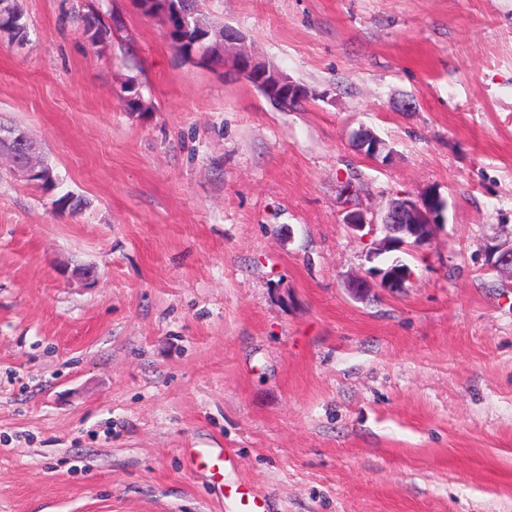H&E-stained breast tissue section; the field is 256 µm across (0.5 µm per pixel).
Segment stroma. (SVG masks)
Here are the masks:
<instances>
[{"instance_id": "35a3bbf8", "label": "stroma", "mask_w": 512, "mask_h": 512, "mask_svg": "<svg viewBox=\"0 0 512 512\" xmlns=\"http://www.w3.org/2000/svg\"><path fill=\"white\" fill-rule=\"evenodd\" d=\"M20 3L0 121L60 187L0 159V512H220L243 481L266 512H512V279L485 259L512 234V0H201L310 91L285 112L138 0ZM430 191L411 280L353 298L348 211ZM355 150L368 158H377L386 150V144L371 130L357 131ZM234 457L227 448L219 451L210 449L194 450L189 458V463L196 468L212 471L213 477H224L226 470L233 465Z\"/></svg>"}]
</instances>
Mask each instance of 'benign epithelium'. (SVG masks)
I'll return each instance as SVG.
<instances>
[{"label":"benign epithelium","mask_w":512,"mask_h":512,"mask_svg":"<svg viewBox=\"0 0 512 512\" xmlns=\"http://www.w3.org/2000/svg\"><path fill=\"white\" fill-rule=\"evenodd\" d=\"M232 70L242 78H247L263 86L277 98L288 95V101L305 97L306 92L293 84L286 75L271 70L253 60L245 52H237L231 58ZM355 150L368 158H376L386 150V144L371 130L357 131ZM445 200L429 192L417 199L403 195L391 200L381 219L380 226L384 237L374 244L369 256L378 257L384 253L408 246L422 248L433 239L438 225L444 223ZM486 259L490 267L512 279V238L494 239L486 248ZM411 272L403 273L399 268H373L365 275L348 279L346 287L358 299H364L374 288L387 292H398L405 288Z\"/></svg>","instance_id":"benign-epithelium-1"}]
</instances>
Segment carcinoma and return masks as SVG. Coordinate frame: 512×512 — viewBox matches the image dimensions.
Returning a JSON list of instances; mask_svg holds the SVG:
<instances>
[{
	"mask_svg": "<svg viewBox=\"0 0 512 512\" xmlns=\"http://www.w3.org/2000/svg\"><path fill=\"white\" fill-rule=\"evenodd\" d=\"M148 14L160 15L170 40L187 58L198 53L212 64L224 59V29L212 30L200 18L198 0H144ZM0 34L11 43L24 42L28 36V21L18 0H0ZM109 28L97 16L83 17V33L91 43H98L108 34Z\"/></svg>",
	"mask_w": 512,
	"mask_h": 512,
	"instance_id": "obj_1",
	"label": "carcinoma"
}]
</instances>
